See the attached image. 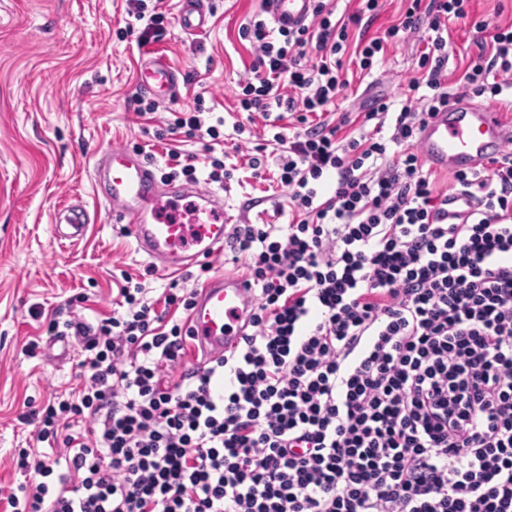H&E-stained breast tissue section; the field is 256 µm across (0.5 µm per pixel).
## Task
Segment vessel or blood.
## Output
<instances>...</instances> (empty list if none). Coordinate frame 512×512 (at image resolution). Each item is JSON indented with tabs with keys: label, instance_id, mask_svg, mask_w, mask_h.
Listing matches in <instances>:
<instances>
[{
	"label": "vessel or blood",
	"instance_id": "b4317fda",
	"mask_svg": "<svg viewBox=\"0 0 512 512\" xmlns=\"http://www.w3.org/2000/svg\"><path fill=\"white\" fill-rule=\"evenodd\" d=\"M314 0H264L275 28L296 30L307 24ZM209 14L198 0H183L180 25L194 33L206 30ZM142 88L151 94L174 92V69L157 60L145 65ZM512 145V122L499 108L467 100L454 102L429 116L418 134V149L437 170L475 171L504 147ZM94 190L126 219L136 250L158 269L179 272L223 251L231 233L224 196L189 182L162 183L140 157L112 148L93 167ZM192 200L195 221L182 224L169 216L181 201ZM68 236L81 239L88 224L83 207L65 209ZM254 310L244 276L220 273L196 288L188 317L192 364L201 368L237 348Z\"/></svg>",
	"mask_w": 512,
	"mask_h": 512
}]
</instances>
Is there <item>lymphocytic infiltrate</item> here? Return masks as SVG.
<instances>
[{
    "label": "lymphocytic infiltrate",
    "mask_w": 512,
    "mask_h": 512,
    "mask_svg": "<svg viewBox=\"0 0 512 512\" xmlns=\"http://www.w3.org/2000/svg\"><path fill=\"white\" fill-rule=\"evenodd\" d=\"M470 2L407 0L354 46L350 26L379 0L338 20L317 0L296 31L243 28L258 56L240 111L283 106L296 122L273 135L287 223L237 224L229 239L247 260L252 331L179 373L191 291L171 281L158 306L127 273L112 316H48L47 335L78 340L83 384L23 414L66 453L20 454L40 480L12 512H512V148L455 173L449 194L417 150L452 100L446 33L471 22ZM472 24L478 53L458 81L493 99L512 89V25ZM422 30L419 107L375 100L356 137L349 113L324 120L349 85L347 50L368 72ZM453 196L473 210L438 223Z\"/></svg>",
    "instance_id": "lymphocytic-infiltrate-1"
}]
</instances>
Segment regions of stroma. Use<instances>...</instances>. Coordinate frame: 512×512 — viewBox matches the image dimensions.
Masks as SVG:
<instances>
[{"label": "stroma", "instance_id": "1", "mask_svg": "<svg viewBox=\"0 0 512 512\" xmlns=\"http://www.w3.org/2000/svg\"><path fill=\"white\" fill-rule=\"evenodd\" d=\"M146 3L159 5L163 34L143 45L139 28L129 24L126 0H0V512L19 484L38 480L16 471L18 449L52 458L62 453L37 441L21 414L83 381L77 342L70 337L65 345L52 344L47 315L70 309L92 324L111 316L123 271L143 276L152 302L172 280L159 270L146 275L150 262L136 252L126 225L95 198V161L121 147L142 153L160 176L169 151L200 160L206 155L203 141L183 130L164 132L172 113H215L227 134L246 118L236 92L251 77L257 54L239 28L264 18L262 0H204L211 23L199 34L180 27V0ZM424 47L416 33L388 44L368 75L355 57H345L350 85L341 111L360 114L379 97L411 100L408 80ZM154 54L177 70L178 89L156 112L141 116L137 75ZM223 149L237 166L224 196L233 223H277L280 190L253 178L231 142ZM77 204L89 215L86 237L57 238V212ZM33 340L42 351L30 357L25 348Z\"/></svg>", "mask_w": 512, "mask_h": 512}]
</instances>
